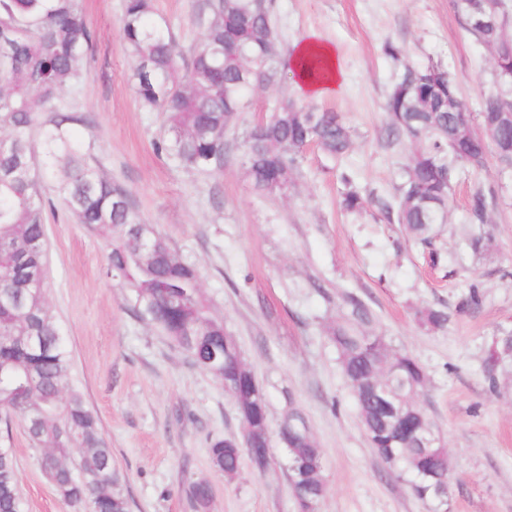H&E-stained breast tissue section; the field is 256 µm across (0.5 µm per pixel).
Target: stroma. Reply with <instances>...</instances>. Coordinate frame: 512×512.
<instances>
[{
	"instance_id": "1",
	"label": "stroma",
	"mask_w": 512,
	"mask_h": 512,
	"mask_svg": "<svg viewBox=\"0 0 512 512\" xmlns=\"http://www.w3.org/2000/svg\"><path fill=\"white\" fill-rule=\"evenodd\" d=\"M201 0H154L184 51L202 28ZM284 52L309 32L336 46L345 82L314 107L338 112L353 148L343 160L308 148L284 197H262L242 175L245 138L278 100L298 98L291 77L257 89L224 134V165L188 169L159 152L163 113L139 102L134 62L119 37L125 0H81L94 45L65 99L93 123L103 169L126 186L155 226L201 276V289L263 387L271 426L294 412L323 452L326 493L318 512H433L378 458L325 336L352 302L373 326L423 367L420 397L448 450V512H512V371L494 367L497 336L512 332V173L495 161L457 166L448 221L422 246L389 221L409 150L387 146L385 99L405 67L442 64L470 112L503 90L493 53L465 29L454 0H274ZM404 47L400 59L387 42ZM349 173L368 204L341 206ZM494 190L487 224L468 220L469 198ZM47 224V298L72 358V375L98 416L115 465L127 478L130 512H196L190 484L212 487L210 512H299L278 437L269 463L242 460L227 479L211 466L208 443L240 436L234 403L161 331L137 317L106 277L108 241L70 223L54 180ZM488 232L489 253L469 248ZM443 310L429 330L420 311ZM0 447L11 449L26 512H71L43 475L19 418L0 415Z\"/></svg>"
}]
</instances>
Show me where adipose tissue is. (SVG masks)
I'll return each instance as SVG.
<instances>
[{
  "instance_id": "ef3b65f1",
  "label": "adipose tissue",
  "mask_w": 512,
  "mask_h": 512,
  "mask_svg": "<svg viewBox=\"0 0 512 512\" xmlns=\"http://www.w3.org/2000/svg\"><path fill=\"white\" fill-rule=\"evenodd\" d=\"M290 63L297 74L298 92L308 98L327 97L336 92L345 80V72L334 46L323 42L317 34H308L293 47ZM320 66V75H313V66Z\"/></svg>"
}]
</instances>
